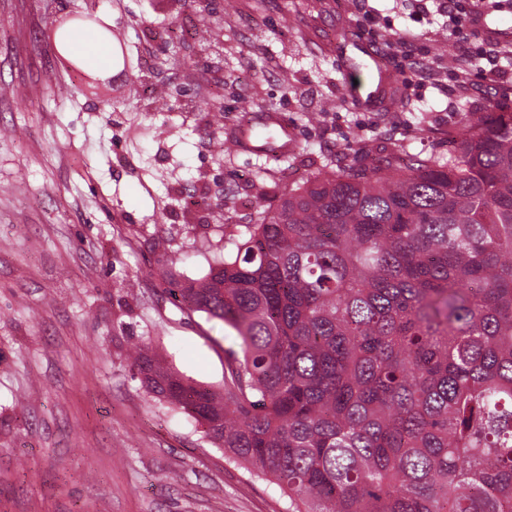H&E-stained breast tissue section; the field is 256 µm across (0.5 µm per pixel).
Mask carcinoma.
<instances>
[{"mask_svg": "<svg viewBox=\"0 0 512 512\" xmlns=\"http://www.w3.org/2000/svg\"><path fill=\"white\" fill-rule=\"evenodd\" d=\"M95 36L72 25L55 43ZM451 140L446 159L290 186L204 276L167 281L235 332L224 391L148 343L132 357L290 512H512V112Z\"/></svg>", "mask_w": 512, "mask_h": 512, "instance_id": "cac0c4a2", "label": "carcinoma"}]
</instances>
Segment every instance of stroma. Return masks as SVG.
<instances>
[{"label":"stroma","instance_id":"1","mask_svg":"<svg viewBox=\"0 0 512 512\" xmlns=\"http://www.w3.org/2000/svg\"><path fill=\"white\" fill-rule=\"evenodd\" d=\"M75 12L123 62L60 55L48 29ZM407 29L418 40L376 69ZM503 100L512 0H477L458 34L439 0H0V512H288L135 378L146 341L224 384L234 331L183 312L167 279L202 277L259 198L339 163L447 156ZM267 112L288 154L228 150Z\"/></svg>","mask_w":512,"mask_h":512}]
</instances>
